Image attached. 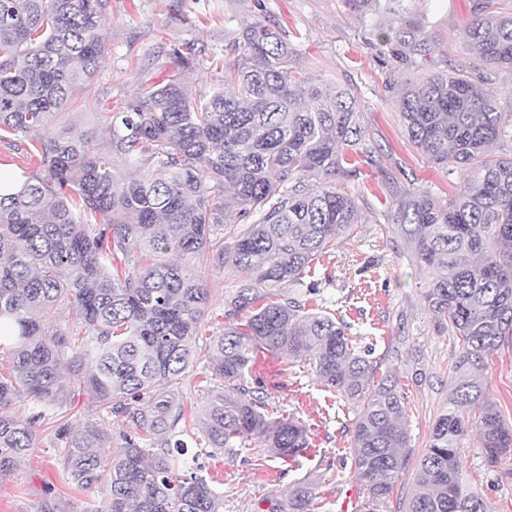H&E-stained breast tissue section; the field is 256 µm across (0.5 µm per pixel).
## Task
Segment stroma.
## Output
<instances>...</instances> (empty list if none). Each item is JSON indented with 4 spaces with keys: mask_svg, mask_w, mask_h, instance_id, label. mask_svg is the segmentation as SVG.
<instances>
[{
    "mask_svg": "<svg viewBox=\"0 0 512 512\" xmlns=\"http://www.w3.org/2000/svg\"><path fill=\"white\" fill-rule=\"evenodd\" d=\"M397 3L400 12L424 16L427 55L396 58L384 38L389 18L374 11L353 14L345 0H111L101 27L104 65L57 117L58 125L106 137L101 111H119L142 82L165 80L176 68L171 45L191 43L203 58L220 57L229 40L257 19L287 32L300 75L355 96L377 147L376 163L347 184L361 207L359 223L353 234L337 240L332 255L317 263L320 292L309 305L343 318L353 346L371 349L381 373L395 378L404 397L410 433L402 451L405 464L378 512H404L417 462L448 399V382L461 352L458 340L440 330L426 305V276L383 204L397 188L409 185L443 197L459 179L408 143L398 89L425 73L469 71L475 65L465 45L468 0ZM208 280L212 305L196 328L200 347L222 333L224 298L240 284L228 269L210 271ZM482 380L486 397L512 425V346L489 354ZM248 382L263 393L273 417L294 418L307 427L309 448L283 460L258 452L251 441L228 453L200 447L189 434L181 471L206 477L224 497L222 512H269L300 481L313 486V512H365L366 490L351 467V423L360 406L320 384L306 361L265 348L256 351ZM463 458L465 480L483 496L489 512H512V455L488 465L472 429L463 440ZM103 492V485L80 489L66 479L59 452L40 425L24 462L0 478V512H39L49 496L60 512H89Z\"/></svg>",
    "mask_w": 512,
    "mask_h": 512,
    "instance_id": "obj_1",
    "label": "stroma"
}]
</instances>
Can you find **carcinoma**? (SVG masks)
<instances>
[{
    "label": "carcinoma",
    "mask_w": 512,
    "mask_h": 512,
    "mask_svg": "<svg viewBox=\"0 0 512 512\" xmlns=\"http://www.w3.org/2000/svg\"><path fill=\"white\" fill-rule=\"evenodd\" d=\"M347 4L393 15L397 56L426 52L424 20L380 0ZM108 6L0 0V139L24 145L30 169L19 190L0 193V349L11 354L0 371V476L29 454L37 425L55 422L67 479L81 488L106 480L95 512H220L205 477L176 473L172 449L187 447L179 394L194 325L211 305L208 271L229 268L242 283L224 299V332L209 347L224 384L196 416L201 437L212 448L254 440L278 458L308 447L307 430L270 417L247 380L260 344L304 360L324 387L362 405L351 468L376 512L404 465L403 396L388 376L375 379L377 361L354 348L347 324L306 309L315 289L300 291L315 259L358 223L345 182L376 163L355 97L297 79L286 32L255 20L212 61L209 94L186 90L185 72L204 64L195 45L173 44L177 70L126 100L107 140L73 126L50 133L57 109L104 62ZM470 12L466 41L483 72L399 88L409 142L463 172L444 199L405 187L388 205L427 274L425 303L462 347L405 512H487L463 474L470 414L479 412L488 464L512 452V428L475 375L512 343V155L490 152L506 136L490 76L512 71V0H470ZM137 247L149 252L143 264L130 262ZM286 285L296 291L283 294ZM63 307L76 325L49 329ZM78 390L97 418L72 427L63 419ZM26 398L39 409L24 419L16 404ZM114 418L127 427L117 451ZM312 502V485L300 482L279 512H310Z\"/></svg>",
    "instance_id": "obj_1"
}]
</instances>
